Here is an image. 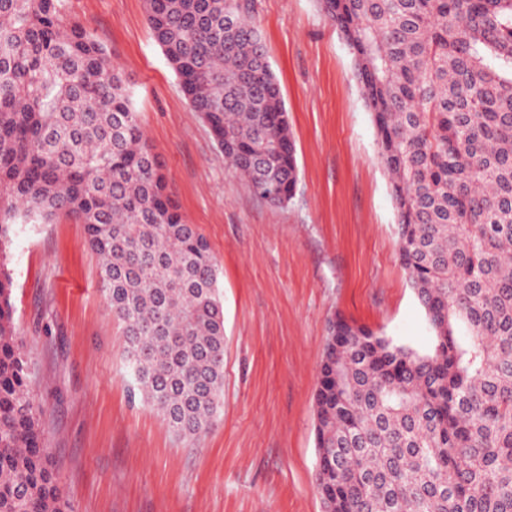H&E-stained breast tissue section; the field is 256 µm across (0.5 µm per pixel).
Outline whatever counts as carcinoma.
Here are the masks:
<instances>
[{"label":"carcinoma","mask_w":512,"mask_h":512,"mask_svg":"<svg viewBox=\"0 0 512 512\" xmlns=\"http://www.w3.org/2000/svg\"><path fill=\"white\" fill-rule=\"evenodd\" d=\"M389 173L419 353L343 318L315 392L324 512H512V0H319ZM229 166L291 200L297 150L248 0H147ZM128 84L60 0H0V512H67L14 323L11 223L85 226L134 386L179 437L215 424L224 307L204 236L151 160Z\"/></svg>","instance_id":"carcinoma-1"}]
</instances>
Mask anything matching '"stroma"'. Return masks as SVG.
<instances>
[{
	"label": "stroma",
	"instance_id": "35a3bbf8",
	"mask_svg": "<svg viewBox=\"0 0 512 512\" xmlns=\"http://www.w3.org/2000/svg\"><path fill=\"white\" fill-rule=\"evenodd\" d=\"M280 81L299 180L271 206L234 173L155 42L146 0H63L128 81L148 142L219 266L224 394L202 438L131 397L124 340L85 228L13 225L15 325L70 512H323L315 401L341 316L420 352L433 342L398 257L395 203L352 56L318 0H250Z\"/></svg>",
	"mask_w": 512,
	"mask_h": 512
}]
</instances>
